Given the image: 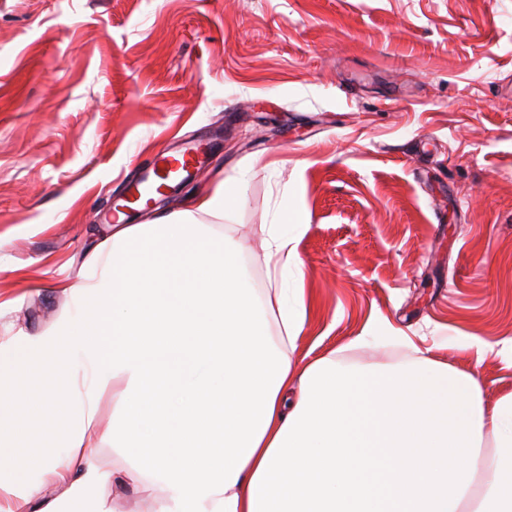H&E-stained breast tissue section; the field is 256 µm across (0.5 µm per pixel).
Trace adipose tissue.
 Here are the masks:
<instances>
[{
	"instance_id": "ef3b65f1",
	"label": "adipose tissue",
	"mask_w": 512,
	"mask_h": 512,
	"mask_svg": "<svg viewBox=\"0 0 512 512\" xmlns=\"http://www.w3.org/2000/svg\"><path fill=\"white\" fill-rule=\"evenodd\" d=\"M241 197L222 180L182 210L112 225L66 282L70 308L13 340L0 379L52 364L77 425L24 487L0 481L7 512H68L125 484L157 488L159 512H512L498 478L512 467V391L487 400L478 372L418 348L376 371L294 359L303 215L286 208L270 226L261 296L241 244L205 222ZM97 440L123 464L102 469Z\"/></svg>"
}]
</instances>
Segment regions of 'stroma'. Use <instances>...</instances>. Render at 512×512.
Instances as JSON below:
<instances>
[{
    "label": "stroma",
    "mask_w": 512,
    "mask_h": 512,
    "mask_svg": "<svg viewBox=\"0 0 512 512\" xmlns=\"http://www.w3.org/2000/svg\"><path fill=\"white\" fill-rule=\"evenodd\" d=\"M188 141L208 154L170 208L241 181L216 228L256 292L267 224L305 211L296 358L394 364L348 346L383 318L512 390V0H0V336L53 325L106 214Z\"/></svg>",
    "instance_id": "stroma-1"
}]
</instances>
